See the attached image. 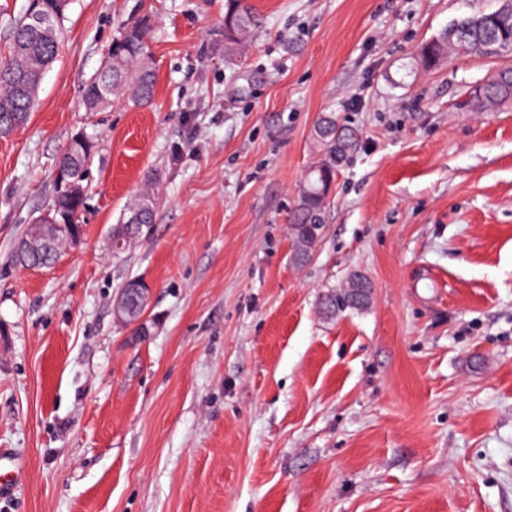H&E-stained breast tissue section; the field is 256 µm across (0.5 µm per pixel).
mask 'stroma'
<instances>
[{
    "label": "stroma",
    "instance_id": "stroma-1",
    "mask_svg": "<svg viewBox=\"0 0 512 512\" xmlns=\"http://www.w3.org/2000/svg\"><path fill=\"white\" fill-rule=\"evenodd\" d=\"M250 2L228 55L225 0H73L30 120L0 137V452L24 463L0 512H512V101L471 95L512 54L410 66L499 0ZM140 19L152 104L86 111ZM324 112L360 138L300 266L289 213ZM79 135L82 240L19 269ZM151 176V231L112 254ZM355 271L368 307L326 318ZM131 279L152 289L134 344L113 315ZM258 22L255 9L248 0H227L224 12V49L233 52L244 45Z\"/></svg>",
    "mask_w": 512,
    "mask_h": 512
}]
</instances>
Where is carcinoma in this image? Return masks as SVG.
Instances as JSON below:
<instances>
[{
  "label": "carcinoma",
  "instance_id": "carcinoma-1",
  "mask_svg": "<svg viewBox=\"0 0 512 512\" xmlns=\"http://www.w3.org/2000/svg\"><path fill=\"white\" fill-rule=\"evenodd\" d=\"M58 0H46L44 9L57 15L47 32L32 30L26 19H21L11 35L8 56L0 58V126L13 120L27 123L37 102V95L31 92L40 87L45 70L55 60L60 46L61 24L66 14L57 13ZM483 14L453 20L448 29L426 43L414 58L417 66H430L441 56L452 51L457 54H484L490 42L498 45V51L512 49V41L504 35L502 27L512 21L504 20V26L482 22ZM258 22L255 9L248 0H226L224 12V49L232 52L244 45L251 29ZM150 25L140 20L129 22L120 29L112 40V67L100 71L87 85L85 107L89 112L103 109L98 104L99 93L109 91V98L128 96L133 105L146 106L153 100L154 77L149 65L148 41ZM479 94L489 104L512 99V68H505L488 82L480 86ZM314 135L323 158L308 170L301 185L297 203L290 215L293 237V260L302 263L310 256L320 238L324 224V210L327 194L325 188L334 181L336 172L348 159L358 141L357 131L341 125L333 112H324L314 126ZM91 153L73 144L68 145L58 160V167L64 168L82 161L87 165ZM157 199L150 192L133 197L129 211L141 213L142 231L129 240L133 244L145 237L153 224ZM371 284L355 273L346 287L339 293L325 298L324 312L330 315L346 308L362 310L368 305ZM131 314L124 325L133 328V335H147V326L138 322L147 308L143 300L132 294H123Z\"/></svg>",
  "mask_w": 512,
  "mask_h": 512
}]
</instances>
